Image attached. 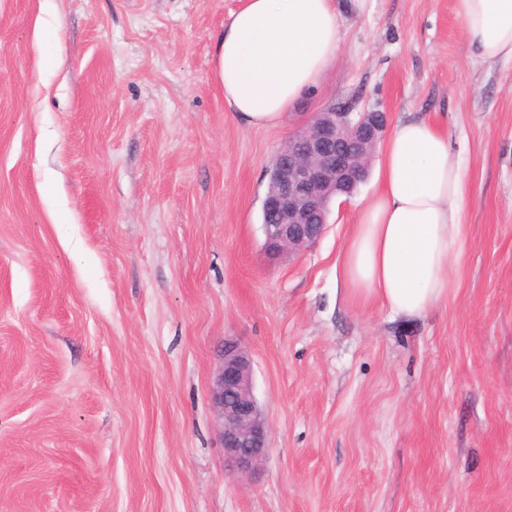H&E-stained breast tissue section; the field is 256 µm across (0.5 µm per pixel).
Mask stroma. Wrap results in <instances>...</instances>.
<instances>
[{
    "mask_svg": "<svg viewBox=\"0 0 512 512\" xmlns=\"http://www.w3.org/2000/svg\"><path fill=\"white\" fill-rule=\"evenodd\" d=\"M347 4L335 66L255 128L216 76L241 0H0V512H512V61H472L454 0ZM334 102L456 136L470 246L425 316L336 279L375 177L263 249L271 164ZM228 341L268 422L249 479ZM222 356L211 390V403L220 420L224 463L239 476L248 477L266 457L267 422L254 395L248 353L227 342Z\"/></svg>",
    "mask_w": 512,
    "mask_h": 512,
    "instance_id": "35a3bbf8",
    "label": "stroma"
}]
</instances>
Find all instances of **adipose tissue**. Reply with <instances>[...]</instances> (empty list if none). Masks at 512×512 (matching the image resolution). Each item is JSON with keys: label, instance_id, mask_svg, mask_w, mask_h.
<instances>
[{"label": "adipose tissue", "instance_id": "ef3b65f1", "mask_svg": "<svg viewBox=\"0 0 512 512\" xmlns=\"http://www.w3.org/2000/svg\"><path fill=\"white\" fill-rule=\"evenodd\" d=\"M477 64L512 61V0H455ZM340 47L335 0H242L217 45L224 102L267 126L317 86ZM377 192L356 203L337 273L355 295L396 315L447 301L467 252L470 185L454 136L422 116L401 119L379 146Z\"/></svg>", "mask_w": 512, "mask_h": 512}]
</instances>
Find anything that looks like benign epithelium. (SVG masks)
<instances>
[{"label":"benign epithelium","instance_id":"7a95c632","mask_svg":"<svg viewBox=\"0 0 512 512\" xmlns=\"http://www.w3.org/2000/svg\"><path fill=\"white\" fill-rule=\"evenodd\" d=\"M384 128V113H355L351 104L341 103L312 113L288 138L262 207L270 220L263 224L269 255L316 243L332 203L350 197L366 180ZM211 403L220 420L224 463L239 476H250L266 457L267 422L254 395L251 359L234 343L224 344Z\"/></svg>","mask_w":512,"mask_h":512}]
</instances>
